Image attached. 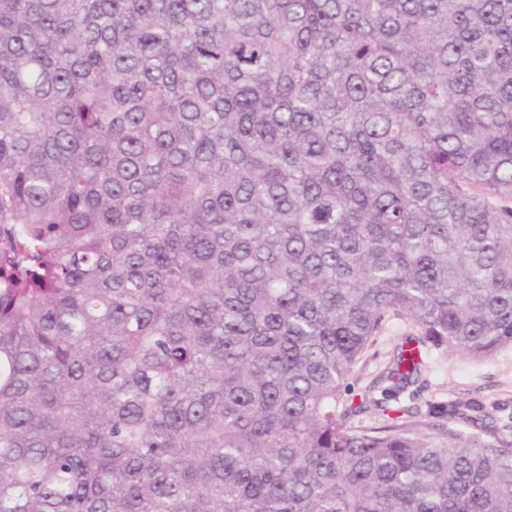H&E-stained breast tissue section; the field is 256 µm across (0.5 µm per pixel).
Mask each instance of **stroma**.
<instances>
[{"label":"stroma","instance_id":"obj_1","mask_svg":"<svg viewBox=\"0 0 512 512\" xmlns=\"http://www.w3.org/2000/svg\"><path fill=\"white\" fill-rule=\"evenodd\" d=\"M410 332L411 327L405 320L395 316L388 318L350 380L354 394H363L376 384L389 367L396 346ZM451 399L481 401L491 417L475 428V435L487 442L500 438L512 443V348L481 361L452 354L443 347L430 348L418 382L401 393L393 406L408 409V421L413 427L436 432L448 428L449 423L432 414L430 408Z\"/></svg>","mask_w":512,"mask_h":512}]
</instances>
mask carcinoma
<instances>
[{
    "label": "carcinoma",
    "instance_id": "carcinoma-1",
    "mask_svg": "<svg viewBox=\"0 0 512 512\" xmlns=\"http://www.w3.org/2000/svg\"><path fill=\"white\" fill-rule=\"evenodd\" d=\"M503 200L512 0H0V512H512L354 423L512 347ZM411 333V327L405 320L395 316L388 318L373 345L365 351L349 380L352 394L361 395L368 390L369 386L376 385L374 392L377 398L380 397V389L377 387L384 384L376 382L390 366L395 347Z\"/></svg>",
    "mask_w": 512,
    "mask_h": 512
}]
</instances>
